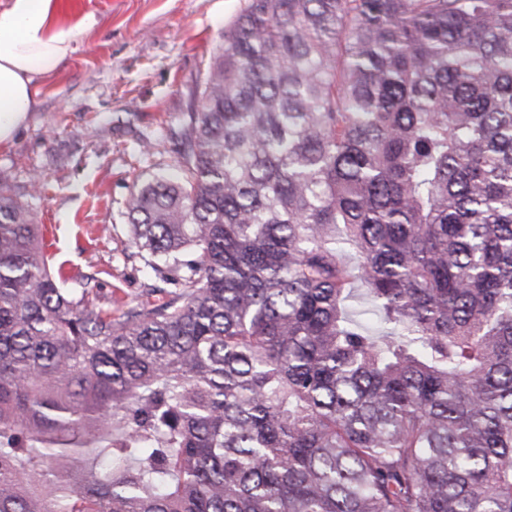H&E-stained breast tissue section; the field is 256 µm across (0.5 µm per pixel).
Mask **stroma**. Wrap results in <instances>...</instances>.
<instances>
[{"instance_id":"stroma-1","label":"stroma","mask_w":512,"mask_h":512,"mask_svg":"<svg viewBox=\"0 0 512 512\" xmlns=\"http://www.w3.org/2000/svg\"><path fill=\"white\" fill-rule=\"evenodd\" d=\"M247 0H58L61 13L94 14L36 103L0 145L7 174L56 263L90 276L100 303H148L150 276L131 255L125 210L135 180L169 170V125L200 103L202 77Z\"/></svg>"}]
</instances>
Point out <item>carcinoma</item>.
<instances>
[{"label":"carcinoma","mask_w":512,"mask_h":512,"mask_svg":"<svg viewBox=\"0 0 512 512\" xmlns=\"http://www.w3.org/2000/svg\"><path fill=\"white\" fill-rule=\"evenodd\" d=\"M201 99L149 307L0 175V512H512V0H249Z\"/></svg>","instance_id":"carcinoma-1"}]
</instances>
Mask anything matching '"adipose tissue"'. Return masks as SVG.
<instances>
[{
  "label": "adipose tissue",
  "instance_id": "obj_1",
  "mask_svg": "<svg viewBox=\"0 0 512 512\" xmlns=\"http://www.w3.org/2000/svg\"><path fill=\"white\" fill-rule=\"evenodd\" d=\"M95 24L90 16L62 19L55 0H0V144L31 111L37 78L54 71Z\"/></svg>",
  "mask_w": 512,
  "mask_h": 512
}]
</instances>
